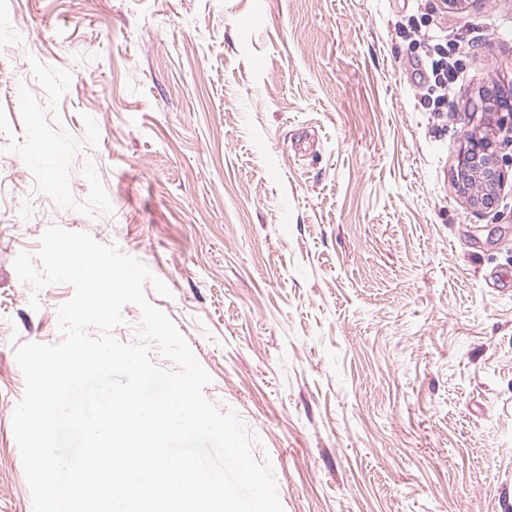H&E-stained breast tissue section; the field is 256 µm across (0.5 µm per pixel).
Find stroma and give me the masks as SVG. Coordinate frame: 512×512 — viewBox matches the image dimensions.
Masks as SVG:
<instances>
[{
    "instance_id": "1",
    "label": "stroma",
    "mask_w": 512,
    "mask_h": 512,
    "mask_svg": "<svg viewBox=\"0 0 512 512\" xmlns=\"http://www.w3.org/2000/svg\"><path fill=\"white\" fill-rule=\"evenodd\" d=\"M254 4L0 12V512H33L15 350L73 295L13 267L52 224L167 285L284 512H512V177L487 208L456 180L512 128V0ZM430 40L460 46L446 112Z\"/></svg>"
}]
</instances>
